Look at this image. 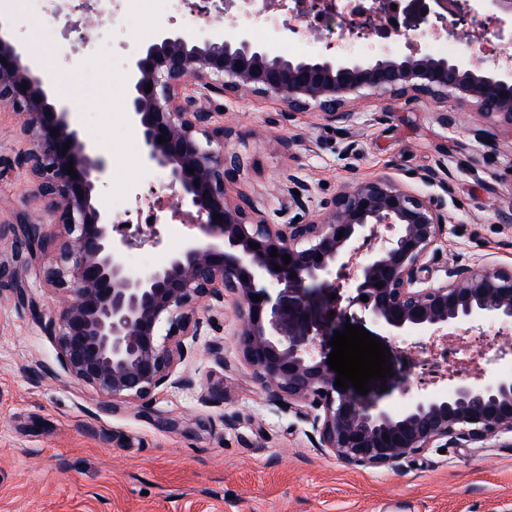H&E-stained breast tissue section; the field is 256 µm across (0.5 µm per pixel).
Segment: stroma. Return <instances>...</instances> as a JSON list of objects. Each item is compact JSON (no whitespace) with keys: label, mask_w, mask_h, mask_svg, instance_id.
Instances as JSON below:
<instances>
[{"label":"stroma","mask_w":512,"mask_h":512,"mask_svg":"<svg viewBox=\"0 0 512 512\" xmlns=\"http://www.w3.org/2000/svg\"><path fill=\"white\" fill-rule=\"evenodd\" d=\"M198 41L223 37L224 27L193 14L170 21L152 13L126 16L114 32L91 40L102 57L92 76L78 35L50 13L0 15V27L21 46L53 31L42 71L56 99L67 102L85 141L108 162L100 198L128 201L133 221L147 227L161 215L160 247L143 246L151 262L182 249L171 231L174 192L159 169L142 161L139 129L127 115L128 60L170 24ZM213 123L225 127L226 151L249 159L231 201L245 196L272 224L287 223L278 191L288 177L304 180L315 200L349 182L389 176L399 187L447 202L448 233L438 265L457 260L512 264V130L494 126L471 102L439 97L396 99L364 91L344 109L349 119L327 121L317 106L295 112L255 93L212 95ZM449 125H441L439 113ZM20 117L0 110V220L33 211L30 180L14 159L30 143L17 133ZM448 171L447 184L429 181ZM45 255L20 266L25 304L0 293V512H512V436L484 448H432L393 468L349 466L317 448L308 424L268 405L235 338L232 299L224 319L204 328L180 366L188 389H158L106 410V395L66 377L43 322L62 303L43 279ZM284 331L329 323L330 293L303 294L287 282L272 291ZM388 348L392 375L374 382L394 412L405 408L426 354L413 339L390 336L359 309L345 316ZM224 345L223 363L206 349Z\"/></svg>","instance_id":"35a3bbf8"}]
</instances>
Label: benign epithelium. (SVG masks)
<instances>
[{"mask_svg": "<svg viewBox=\"0 0 512 512\" xmlns=\"http://www.w3.org/2000/svg\"><path fill=\"white\" fill-rule=\"evenodd\" d=\"M231 5L189 2L200 16L222 15ZM460 10L489 23L497 38L512 40V0H473ZM447 12V0H410L404 28L455 35L458 24L447 23ZM128 69V117L141 131L142 160L168 171L176 189L173 208L194 210L199 230L179 252L137 271L130 270L127 252L160 240L155 234H117L112 215L97 201L106 159L82 139L69 105L52 98L44 77L23 62L22 48L0 33V106L22 115L20 133L31 148L17 164L30 175L36 205L34 214L0 225V240L14 234L10 260L0 259V291L25 302L26 289L11 264L25 252L35 257L53 250L46 281L65 300L45 328L67 377L125 402L161 387H187L190 380L177 367L192 352L203 323L224 314L230 296L237 347L267 401L309 422L317 447L351 466L393 468L431 448H473L512 434V373L452 374L448 386L419 393L395 414L377 396L334 385L337 374L327 364L322 330L302 326L287 335L265 319L269 283L286 281L301 292L347 289L348 304L359 305L373 323L422 343L468 334L488 321L507 328L512 266L454 261L443 268L444 278H434L437 245L446 233L445 204L402 190L387 176L356 181L322 199L318 219L304 222L310 187L290 175L278 197L288 223H268L255 207L228 201L226 184L240 176L248 158L224 152L225 131L212 126L208 108L212 93L251 91L295 112L314 103L325 119L336 121L350 117L336 111L349 97L373 90L396 98L473 100L494 123L512 128L511 59L474 64L419 48L402 56L344 55L332 42L314 56L288 57L243 28L198 44L173 26L143 45ZM162 135L166 141L160 143ZM71 162L75 177L67 173ZM47 216L59 232L46 231ZM274 249L276 257L270 256ZM255 295L261 300H251ZM481 353L495 363L512 355V340L495 338Z\"/></svg>", "mask_w": 512, "mask_h": 512, "instance_id": "benign-epithelium-1", "label": "benign epithelium"}]
</instances>
